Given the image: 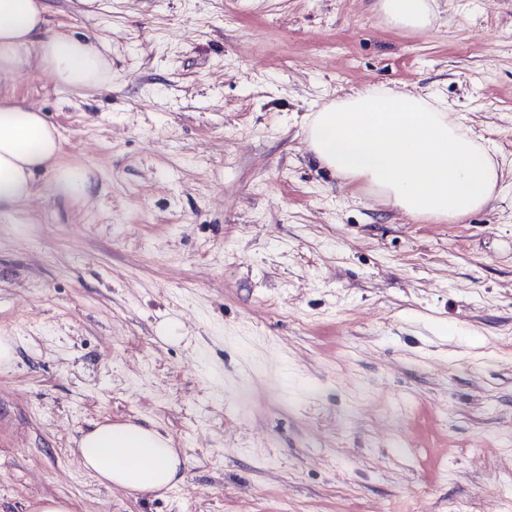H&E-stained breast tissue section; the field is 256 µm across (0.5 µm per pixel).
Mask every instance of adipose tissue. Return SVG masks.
Wrapping results in <instances>:
<instances>
[{"label": "adipose tissue", "mask_w": 512, "mask_h": 512, "mask_svg": "<svg viewBox=\"0 0 512 512\" xmlns=\"http://www.w3.org/2000/svg\"><path fill=\"white\" fill-rule=\"evenodd\" d=\"M378 7L397 30H427L435 17L431 0H378ZM48 13V0H0V72L34 59L72 90L106 84L107 57L91 41L49 29ZM307 137L320 166L418 218L465 217L503 189L500 163L434 98L360 91L324 104L311 116ZM44 172L62 199H89L92 173L65 161L58 129L39 110L0 98V209L30 200ZM76 452L86 473L131 492L161 493L183 479L179 450L154 428L100 423L80 437Z\"/></svg>", "instance_id": "obj_1"}]
</instances>
